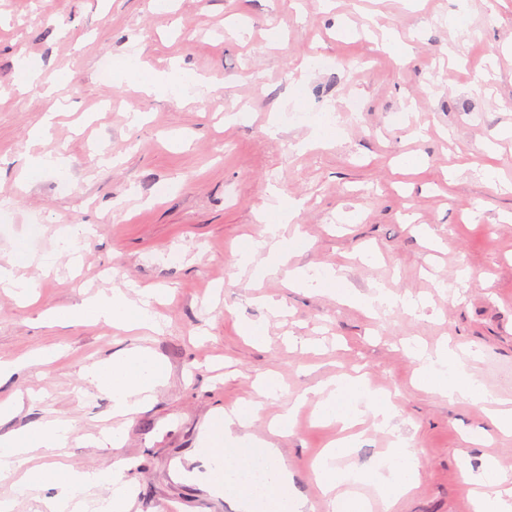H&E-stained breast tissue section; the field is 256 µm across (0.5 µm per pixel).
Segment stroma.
Listing matches in <instances>:
<instances>
[{
  "label": "stroma",
  "instance_id": "1",
  "mask_svg": "<svg viewBox=\"0 0 512 512\" xmlns=\"http://www.w3.org/2000/svg\"><path fill=\"white\" fill-rule=\"evenodd\" d=\"M453 14L471 31L454 64ZM386 35L401 41V57L381 50ZM136 49L156 72L177 65L206 82L158 95L106 81L104 65ZM315 54L337 69L310 66ZM21 56L41 71L25 92L15 83ZM60 72L65 82L52 86ZM480 77L485 90L472 93ZM133 111L145 115L135 127ZM292 112L310 118L297 123ZM323 112L338 113L335 127L313 121ZM48 117L49 135L33 139ZM48 153L68 159L67 184L51 170L21 184V157ZM488 167L500 185L485 181ZM288 197L302 209L280 232L307 244L256 278L235 247L259 237V214ZM67 224L95 230L80 242L78 269L45 279L25 268L39 281L35 304L0 290V356L63 352L0 387L1 398L24 393L0 435L75 422L62 453L33 449L22 471L132 459L127 512H162L169 500L177 512H235L205 480L209 426L273 371L277 398L232 430L278 448L275 462L309 512H328L312 463L346 433L355 446L338 467L378 478L396 437L417 451V485L390 512H474L465 463L491 461L512 478V436L496 433L481 406L418 387L419 363L405 350L475 351L470 369L493 397L512 401V0H167L161 9L150 0H0V257L60 251ZM336 266L354 294L381 285L425 305L369 316L317 282L288 284L291 269ZM463 268L471 277L462 285ZM129 282L168 292L157 307L162 333L47 318ZM242 325L260 327L263 343H250ZM136 347L161 357L167 377L133 420H119L81 375ZM344 373L389 392L395 431L369 415L347 430L319 422L311 391ZM292 406V435L271 434L270 420ZM104 428L119 429V448L96 442Z\"/></svg>",
  "mask_w": 512,
  "mask_h": 512
}]
</instances>
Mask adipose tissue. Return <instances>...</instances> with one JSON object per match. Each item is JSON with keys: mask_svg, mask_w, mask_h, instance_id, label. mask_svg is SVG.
<instances>
[{"mask_svg": "<svg viewBox=\"0 0 512 512\" xmlns=\"http://www.w3.org/2000/svg\"><path fill=\"white\" fill-rule=\"evenodd\" d=\"M110 78L135 79L147 92H161L178 82H198V74L181 69L172 76L158 77L148 73L139 54L118 60L110 69ZM302 245L301 237L282 238L279 227L266 225L260 238L245 240L237 249L238 262L246 266L263 256L259 275L275 272ZM159 289L142 288L135 296L115 290L99 292L83 299L75 316L95 321L115 322L128 330L161 332L162 324L153 309ZM420 383L429 390L448 397H462L487 407L494 426L512 434V410L492 406L483 384L470 371L466 362L451 348L430 355L418 350ZM166 377V366L150 349L126 350L112 360L93 364L84 374L85 380L112 401V414L132 418L151 397L153 390ZM280 384L275 376L264 377L258 384L260 401L245 402L217 415L211 422L208 452L220 471L218 485L225 497L246 504L249 512H303L306 501L294 490L286 472L274 462L277 454L265 439L243 441L231 438V424H245L259 419L262 398L276 396ZM321 421L351 423L362 411L372 412L381 428H389L392 412L385 395L370 389L361 377L340 375L314 391ZM74 431L69 420H49L35 427L0 437V477L18 475V492L33 484L55 485L57 495L45 502L46 512H126L130 487L124 469L105 472L98 469L75 470L66 466L41 472H21L26 454L34 448L58 451L65 448ZM391 478L377 485L376 493L386 506L412 490L417 481L419 457L404 441H396L386 456ZM464 482L473 493L474 512H507L504 497L508 490L498 469L491 464L479 472H468ZM93 487L107 489L108 494L94 505H86L83 495Z\"/></svg>", "mask_w": 512, "mask_h": 512, "instance_id": "obj_1", "label": "adipose tissue"}]
</instances>
